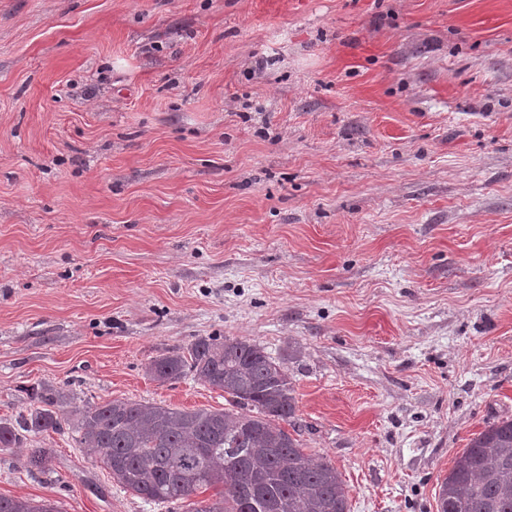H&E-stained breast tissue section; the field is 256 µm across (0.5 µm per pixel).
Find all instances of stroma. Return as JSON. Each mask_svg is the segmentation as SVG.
I'll return each instance as SVG.
<instances>
[{
	"instance_id": "stroma-1",
	"label": "stroma",
	"mask_w": 512,
	"mask_h": 512,
	"mask_svg": "<svg viewBox=\"0 0 512 512\" xmlns=\"http://www.w3.org/2000/svg\"><path fill=\"white\" fill-rule=\"evenodd\" d=\"M208 336L286 360L351 512H438L512 418V0H0V419L45 383L224 409L147 372ZM0 495L188 508L72 421Z\"/></svg>"
}]
</instances>
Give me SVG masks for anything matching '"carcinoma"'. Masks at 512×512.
Listing matches in <instances>:
<instances>
[{
    "instance_id": "cac0c4a2",
    "label": "carcinoma",
    "mask_w": 512,
    "mask_h": 512,
    "mask_svg": "<svg viewBox=\"0 0 512 512\" xmlns=\"http://www.w3.org/2000/svg\"><path fill=\"white\" fill-rule=\"evenodd\" d=\"M154 379L193 374L228 395L231 408L182 410L153 403L111 400L73 406L60 388L42 385L33 406L16 422L0 420V449L24 434L59 429L77 416L80 444L99 448L112 479L146 502L187 500L202 488H221L191 512H349V490L325 459L304 452L283 424L295 426L296 399L282 358L256 343L226 336L200 338L185 351L156 359ZM52 452L36 448L30 469L50 470ZM439 512H512V419L487 425L456 458L439 489ZM0 512H61L50 500L0 496Z\"/></svg>"
}]
</instances>
